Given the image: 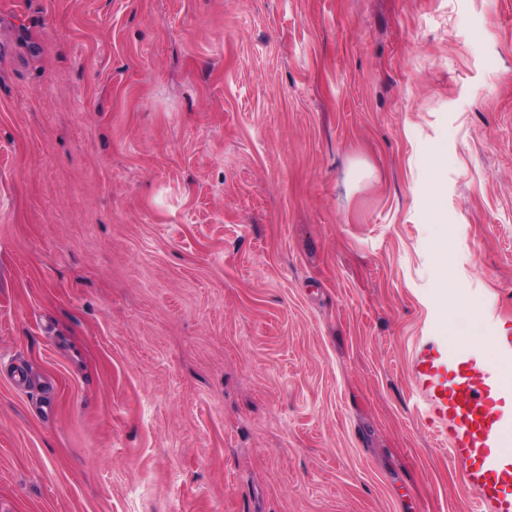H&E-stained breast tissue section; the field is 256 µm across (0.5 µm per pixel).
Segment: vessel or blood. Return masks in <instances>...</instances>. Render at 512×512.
I'll use <instances>...</instances> for the list:
<instances>
[{
  "instance_id": "obj_1",
  "label": "vessel or blood",
  "mask_w": 512,
  "mask_h": 512,
  "mask_svg": "<svg viewBox=\"0 0 512 512\" xmlns=\"http://www.w3.org/2000/svg\"><path fill=\"white\" fill-rule=\"evenodd\" d=\"M512 358V337L476 358L470 338H453L446 361L421 355L414 374L425 405L447 439L451 459L475 490L479 512H512V379L500 370Z\"/></svg>"
}]
</instances>
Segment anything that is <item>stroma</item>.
Masks as SVG:
<instances>
[{"mask_svg":"<svg viewBox=\"0 0 512 512\" xmlns=\"http://www.w3.org/2000/svg\"><path fill=\"white\" fill-rule=\"evenodd\" d=\"M461 299L512 336V0H0V512H475ZM431 196L428 199L429 224H442V231L433 243V249L439 258L440 278L438 285L441 289L448 287V275L452 272V266L448 262V227L447 214L445 213V197L440 183L435 180L431 186Z\"/></svg>","mask_w":512,"mask_h":512,"instance_id":"stroma-1","label":"stroma"}]
</instances>
